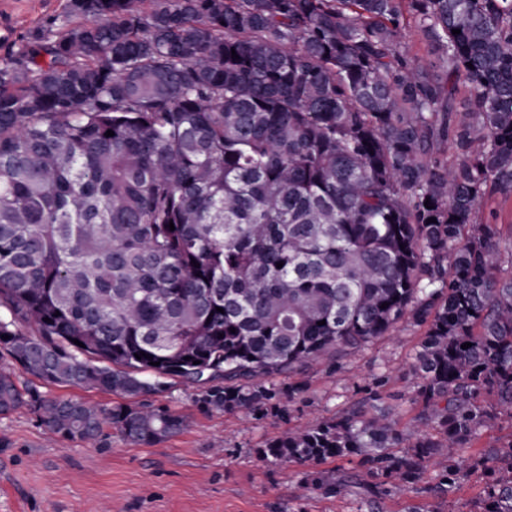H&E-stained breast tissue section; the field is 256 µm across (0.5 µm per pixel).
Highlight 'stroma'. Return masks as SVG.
<instances>
[{
	"mask_svg": "<svg viewBox=\"0 0 512 512\" xmlns=\"http://www.w3.org/2000/svg\"><path fill=\"white\" fill-rule=\"evenodd\" d=\"M66 0H0V60L24 37L62 16ZM422 328L400 323L340 364L300 374L307 389L290 405L291 421L313 423L364 398L376 376H386L383 403L401 425L417 413L409 400L410 364ZM9 371L24 388L44 395L111 406V393L45 385L19 365ZM149 403L185 416L186 429L151 446L123 441L113 429L90 442L54 435L31 409L0 415V512H358L356 496L325 499L304 488L302 466L260 462L256 448L285 426L246 412H201L191 391L172 382Z\"/></svg>",
	"mask_w": 512,
	"mask_h": 512,
	"instance_id": "35a3bbf8",
	"label": "stroma"
}]
</instances>
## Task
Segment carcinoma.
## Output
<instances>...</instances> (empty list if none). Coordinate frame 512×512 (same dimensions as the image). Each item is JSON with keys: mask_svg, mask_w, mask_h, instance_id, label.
<instances>
[{"mask_svg": "<svg viewBox=\"0 0 512 512\" xmlns=\"http://www.w3.org/2000/svg\"><path fill=\"white\" fill-rule=\"evenodd\" d=\"M407 15L443 75L410 56ZM497 194L512 0H67L0 63V415L153 445L185 421L136 399L179 378L202 412L288 424L304 387L277 378L406 321L425 327L415 429L381 376L257 458L306 466L323 498L360 489L362 512L443 501L479 469L469 512H512V439L479 449L512 424V236L476 220ZM6 360L125 401L22 389Z\"/></svg>", "mask_w": 512, "mask_h": 512, "instance_id": "carcinoma-1", "label": "carcinoma"}]
</instances>
